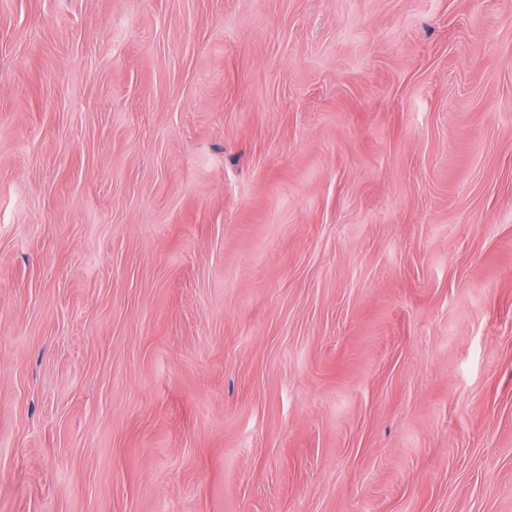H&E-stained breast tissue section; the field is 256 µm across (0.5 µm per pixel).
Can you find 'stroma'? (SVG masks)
Segmentation results:
<instances>
[{"label": "stroma", "mask_w": 512, "mask_h": 512, "mask_svg": "<svg viewBox=\"0 0 512 512\" xmlns=\"http://www.w3.org/2000/svg\"><path fill=\"white\" fill-rule=\"evenodd\" d=\"M0 512H512V0H0Z\"/></svg>", "instance_id": "obj_1"}]
</instances>
